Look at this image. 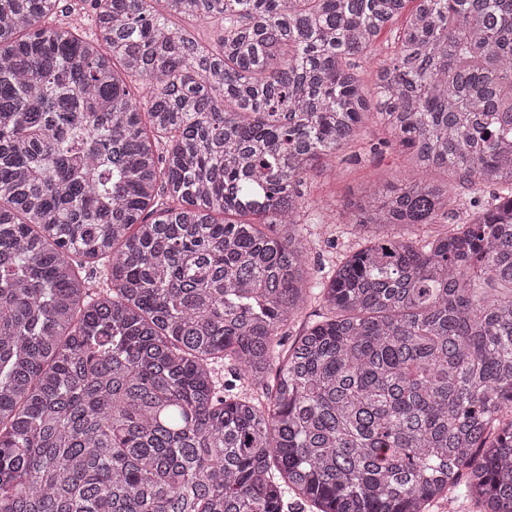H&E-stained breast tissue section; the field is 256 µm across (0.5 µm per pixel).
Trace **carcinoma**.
Returning <instances> with one entry per match:
<instances>
[{
    "mask_svg": "<svg viewBox=\"0 0 512 512\" xmlns=\"http://www.w3.org/2000/svg\"><path fill=\"white\" fill-rule=\"evenodd\" d=\"M406 2L0 0V512H512V0ZM72 2L74 5V11L69 18L59 17L63 21L73 19L75 23H78L79 34L86 39L94 37L96 28L94 25V15L91 9V0H65ZM401 158L392 150L382 155L361 157L336 168V179L312 177L307 184L308 197L318 206L335 204L339 209L363 182L375 177H393L399 174ZM306 239L308 258L322 272L336 265L354 238L344 224H308ZM328 225V226H327ZM336 239V246L333 245ZM428 512H478V508L463 491H456L447 498L431 504Z\"/></svg>",
    "mask_w": 512,
    "mask_h": 512,
    "instance_id": "obj_1",
    "label": "carcinoma"
}]
</instances>
